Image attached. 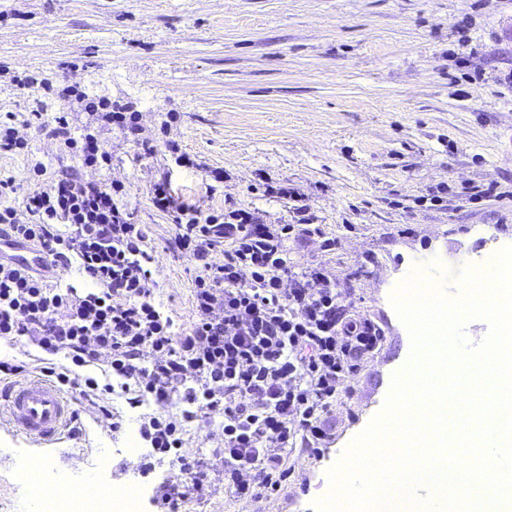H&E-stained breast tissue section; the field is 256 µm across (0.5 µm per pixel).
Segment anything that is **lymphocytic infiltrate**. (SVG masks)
<instances>
[{"mask_svg":"<svg viewBox=\"0 0 512 512\" xmlns=\"http://www.w3.org/2000/svg\"><path fill=\"white\" fill-rule=\"evenodd\" d=\"M62 92L84 122L75 128L62 115L38 129L81 166L34 164L22 202L0 204V341L63 355L64 364L40 373L89 413L108 414L102 395L116 388L133 409L177 401L179 412L140 418V477L157 463L171 466L153 488L156 512H179L219 489L248 501L277 493L291 457L331 440L345 383L381 348L384 329L354 309L325 264L298 267L289 258V238L318 237L319 226L264 224L246 209L228 224L223 213L177 205L161 180L151 199L174 214L166 248L200 270L193 321L175 330L155 304L147 226L116 204L123 183L94 178L112 167L103 133H136L139 115L77 85ZM25 246L41 253L42 267L16 262L14 248ZM71 265L84 287L47 273ZM213 414L224 426L211 458L186 454L188 424Z\"/></svg>","mask_w":512,"mask_h":512,"instance_id":"obj_1","label":"lymphocytic infiltrate"}]
</instances>
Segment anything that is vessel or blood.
<instances>
[{
  "label": "vessel or blood",
  "mask_w": 512,
  "mask_h": 512,
  "mask_svg": "<svg viewBox=\"0 0 512 512\" xmlns=\"http://www.w3.org/2000/svg\"><path fill=\"white\" fill-rule=\"evenodd\" d=\"M73 416L71 399L45 379L30 377L0 391V425L36 443H60Z\"/></svg>",
  "instance_id": "b4317fda"
}]
</instances>
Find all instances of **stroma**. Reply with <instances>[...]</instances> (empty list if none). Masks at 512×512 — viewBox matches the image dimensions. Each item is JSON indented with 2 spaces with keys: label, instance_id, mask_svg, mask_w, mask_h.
I'll list each match as a JSON object with an SVG mask.
<instances>
[{
  "label": "stroma",
  "instance_id": "obj_1",
  "mask_svg": "<svg viewBox=\"0 0 512 512\" xmlns=\"http://www.w3.org/2000/svg\"><path fill=\"white\" fill-rule=\"evenodd\" d=\"M0 64L36 77L0 81V116L16 123L69 112L55 86L140 112L129 137L106 132L117 203L149 227L155 303L177 327L193 318L196 267L165 252L170 212L150 190L167 180L175 199L212 211L248 209L266 224H317L320 241L289 239L297 262L325 263L378 321L382 347L363 361L336 407L324 454L297 461L280 491L257 501L218 492L185 512H316L329 470L382 411L409 359L411 335L391 293L423 271L447 298L462 295L465 258L491 259L512 242V0H0ZM27 151L0 155V180L21 201L29 164L56 166L57 141L28 129ZM154 145L143 157L142 144ZM190 154L195 167L176 161ZM220 170L222 182L208 173ZM286 184L292 196L267 193ZM496 185L470 202L463 189ZM114 417L82 415L79 436L52 448L0 426V512H40L24 492L25 464L42 459L47 481L105 479L142 488L137 420L153 413L105 395Z\"/></svg>",
  "mask_w": 512,
  "mask_h": 512
}]
</instances>
